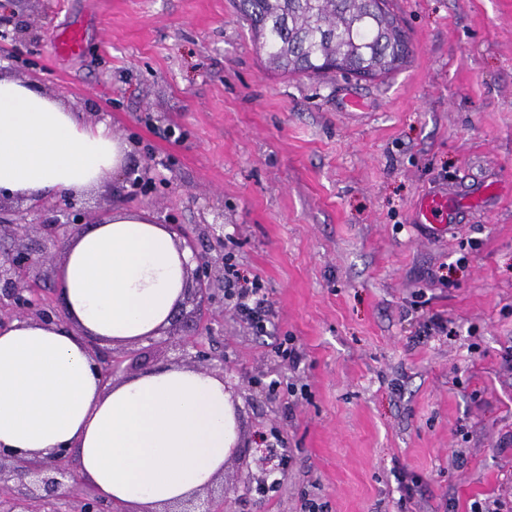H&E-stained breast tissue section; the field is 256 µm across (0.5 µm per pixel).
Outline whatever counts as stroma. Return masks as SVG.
<instances>
[{
  "label": "stroma",
  "mask_w": 512,
  "mask_h": 512,
  "mask_svg": "<svg viewBox=\"0 0 512 512\" xmlns=\"http://www.w3.org/2000/svg\"><path fill=\"white\" fill-rule=\"evenodd\" d=\"M392 7L412 54L356 81L267 70L232 0H0V70L150 167L152 191L110 177L78 209L183 225L213 263L204 349L224 358L242 438L288 457L276 491L236 512L312 498L324 512H470L487 498L512 510V0ZM73 23L84 50L57 56ZM435 191L457 205L442 238L414 218ZM228 251L264 283L267 335L224 302ZM436 313L448 332L430 336ZM288 336L305 352L296 370L278 354ZM100 347L124 355L119 382L181 359ZM273 380L306 395L270 394Z\"/></svg>",
  "instance_id": "35a3bbf8"
}]
</instances>
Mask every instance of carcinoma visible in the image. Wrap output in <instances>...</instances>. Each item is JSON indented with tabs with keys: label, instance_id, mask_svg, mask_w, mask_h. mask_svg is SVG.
<instances>
[{
	"label": "carcinoma",
	"instance_id": "carcinoma-1",
	"mask_svg": "<svg viewBox=\"0 0 512 512\" xmlns=\"http://www.w3.org/2000/svg\"><path fill=\"white\" fill-rule=\"evenodd\" d=\"M238 8L269 68L286 75L384 78L410 54L386 0H238Z\"/></svg>",
	"mask_w": 512,
	"mask_h": 512
}]
</instances>
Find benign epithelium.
<instances>
[{
  "label": "benign epithelium",
  "instance_id": "obj_1",
  "mask_svg": "<svg viewBox=\"0 0 512 512\" xmlns=\"http://www.w3.org/2000/svg\"><path fill=\"white\" fill-rule=\"evenodd\" d=\"M59 217L54 222L42 224L46 233V243L36 250L16 249L0 251V325H4V312L22 314L42 322L53 320L54 309H47L40 301V282L32 276V270L54 261L53 249L64 244L68 237L79 229L83 214L76 208L75 199L67 194L61 195L56 205ZM179 253H187L188 260L183 262L185 270L182 299L178 301L169 319L164 334H149L143 340L152 344H171L182 351V356L191 363L206 358L205 352L198 349L199 338L207 333L208 327L201 316L202 307L209 302L213 265L209 257L201 254L194 239L179 224L166 225ZM195 303L192 312L186 311L188 303ZM93 364L103 383L112 379L123 358L100 353L92 357ZM281 453L274 447L264 449L261 457L250 460V448L237 445L232 459L247 469V479L243 482V491L252 485H264L267 481L269 466ZM69 457L64 450L55 452L43 460L26 461L14 455L0 452V482L17 479L27 481L29 492L35 502L44 505L52 500L71 493L70 480L74 475L68 469ZM232 503L230 497L223 495L219 507L213 509L197 504L189 499L177 504L172 512H223L224 506Z\"/></svg>",
  "mask_w": 512,
  "mask_h": 512
}]
</instances>
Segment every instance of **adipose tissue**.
Listing matches in <instances>:
<instances>
[{
    "mask_svg": "<svg viewBox=\"0 0 512 512\" xmlns=\"http://www.w3.org/2000/svg\"><path fill=\"white\" fill-rule=\"evenodd\" d=\"M125 147L32 85L0 76V192L81 194L121 171ZM184 286L161 225L115 213L70 239L62 269L68 326L0 327V451H73L78 475L127 512H161L224 472L237 439L222 378L166 367L104 386L87 338L128 342L161 328Z\"/></svg>",
    "mask_w": 512,
    "mask_h": 512,
    "instance_id": "obj_1",
    "label": "adipose tissue"
}]
</instances>
